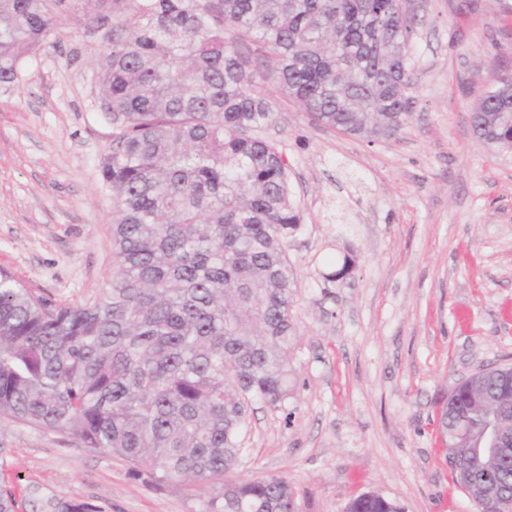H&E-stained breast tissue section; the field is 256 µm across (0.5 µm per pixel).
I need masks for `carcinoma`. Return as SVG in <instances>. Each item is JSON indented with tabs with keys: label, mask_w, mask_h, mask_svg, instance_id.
<instances>
[{
	"label": "carcinoma",
	"mask_w": 512,
	"mask_h": 512,
	"mask_svg": "<svg viewBox=\"0 0 512 512\" xmlns=\"http://www.w3.org/2000/svg\"><path fill=\"white\" fill-rule=\"evenodd\" d=\"M77 12L99 35V110L118 130L101 166L117 200L119 268L97 302L36 296L0 269V416L102 448L158 489L213 483L203 512H294L288 480H230L251 403L288 400L301 224L288 165L257 135L273 82L316 123L370 142L411 109L414 21L397 0H0V85ZM274 61L260 75L259 61ZM479 139L512 146V83L486 88ZM502 390L448 388V460L470 464L468 495L496 483L512 508V455L476 458L467 435ZM58 512H104L61 500ZM347 512H402L361 494Z\"/></svg>",
	"instance_id": "obj_1"
}]
</instances>
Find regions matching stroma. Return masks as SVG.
<instances>
[{"label": "stroma", "mask_w": 512, "mask_h": 512, "mask_svg": "<svg viewBox=\"0 0 512 512\" xmlns=\"http://www.w3.org/2000/svg\"><path fill=\"white\" fill-rule=\"evenodd\" d=\"M412 109L374 142L280 99L261 129L289 170L302 225L291 391L253 402L234 479L287 478L295 512L374 493L403 512H473L448 466V388L512 364V148L480 140L475 100L512 76V0H406ZM98 43L79 15L0 86V268L68 304L103 297L116 198L100 165L116 129L97 101ZM353 261L336 284L323 273ZM15 512L61 499L105 512H201L212 486L157 489L76 438L0 418V491Z\"/></svg>", "instance_id": "stroma-1"}]
</instances>
